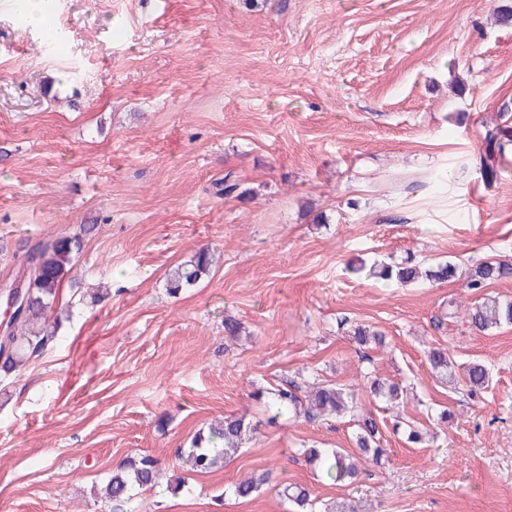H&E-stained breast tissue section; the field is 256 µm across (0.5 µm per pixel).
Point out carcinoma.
I'll return each instance as SVG.
<instances>
[{
    "label": "carcinoma",
    "instance_id": "cac0c4a2",
    "mask_svg": "<svg viewBox=\"0 0 512 512\" xmlns=\"http://www.w3.org/2000/svg\"><path fill=\"white\" fill-rule=\"evenodd\" d=\"M484 141L488 154L480 159L484 180L494 178L495 171L489 165L493 154L500 155L512 149V140L503 137L498 126L485 129ZM96 225L84 224L76 233H61L47 241H40L26 250L17 259L18 277L24 280L25 306L15 308L4 321L6 336L0 338V381L17 375L32 357L41 354L58 339L62 321L56 314L63 287L75 281L72 275L76 261L83 252L84 241L95 231ZM213 256L206 248L196 251L189 260L171 269L166 287L171 294L196 286L210 274ZM370 275L387 286L406 287L419 282L445 283L460 278L465 287L478 293L491 283L512 278V261L490 258L478 261L467 269L448 261L438 262L425 270L411 256L400 261L375 262ZM466 318L470 326L484 332L501 325H512V299L487 297L480 304L467 309ZM352 339L360 346L370 343L382 344L383 335L369 325L357 324L350 330ZM428 361L436 377L443 383L456 381L448 350L433 347L428 352ZM369 382L372 397L391 406L403 402L404 387L397 383H385L372 373L364 374ZM464 382L475 392L487 387L489 370L479 362L471 363L465 373ZM255 400L279 412L288 411L301 415L308 421L321 420L330 415L349 414L356 423L355 448L348 452L342 448L323 450L305 448V461L319 471L323 477L334 482H346L359 474L353 456L358 455L378 465L385 449L379 447L381 431L372 413L366 412L358 394L333 383L317 384L307 390L293 382H285L276 389L257 387L252 393ZM254 427L245 418L226 416L205 431L198 432L191 447L181 448L178 456L187 459L192 469L209 472L223 465L224 461L238 453L245 438ZM160 477L159 463L149 455L128 458L112 470L106 495L115 503H125L135 489H151L157 486ZM270 481V473L243 478L230 487L238 499H248L259 487ZM282 495L300 509L309 504L310 493L300 485L287 484Z\"/></svg>",
    "mask_w": 512,
    "mask_h": 512
}]
</instances>
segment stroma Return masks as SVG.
Masks as SVG:
<instances>
[{
    "instance_id": "stroma-1",
    "label": "stroma",
    "mask_w": 512,
    "mask_h": 512,
    "mask_svg": "<svg viewBox=\"0 0 512 512\" xmlns=\"http://www.w3.org/2000/svg\"><path fill=\"white\" fill-rule=\"evenodd\" d=\"M53 3L69 38L50 51L0 0V283L14 252L95 222L75 273L110 294L63 290L58 344L0 383V512H295L279 480L316 512H512V326L471 331L462 282L349 270L512 255V153L493 183L480 170L485 128H512V26L496 20L512 0ZM228 173L241 196L215 195ZM399 178L422 186L396 194ZM206 246L216 269L169 295V269ZM356 323L383 346L355 344ZM432 347L486 365L488 387L438 382ZM368 371L406 385L404 404L367 397ZM286 378L364 394L388 457L322 480L300 449H352L354 426L271 418L250 393ZM230 414L253 438L221 468H183L178 449ZM408 424L434 441L406 443ZM141 455L163 484L119 507L92 495ZM267 471L253 498L231 495Z\"/></svg>"
}]
</instances>
